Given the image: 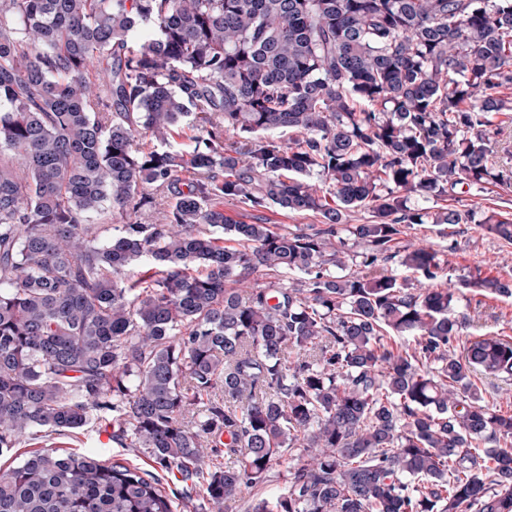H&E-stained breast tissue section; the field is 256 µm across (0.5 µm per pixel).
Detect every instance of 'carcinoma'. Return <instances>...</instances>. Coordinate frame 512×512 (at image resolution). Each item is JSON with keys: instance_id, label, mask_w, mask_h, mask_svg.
<instances>
[{"instance_id": "obj_1", "label": "carcinoma", "mask_w": 512, "mask_h": 512, "mask_svg": "<svg viewBox=\"0 0 512 512\" xmlns=\"http://www.w3.org/2000/svg\"><path fill=\"white\" fill-rule=\"evenodd\" d=\"M502 89L512 0H0V455L104 419L190 489L42 448L0 512H512V413L471 382L512 375V337L458 349L457 309L512 279L442 288L439 252L400 241L512 245L511 210L454 197L512 188ZM283 271L304 278L258 281ZM221 207L224 209V214L234 220L251 223L253 221L251 218L252 214H259L268 219V224H277V227L282 230L295 229V226H302V224H318V218L313 213L304 215L292 214L276 207L263 209L261 212H254L242 204L227 200H224Z\"/></svg>"}]
</instances>
